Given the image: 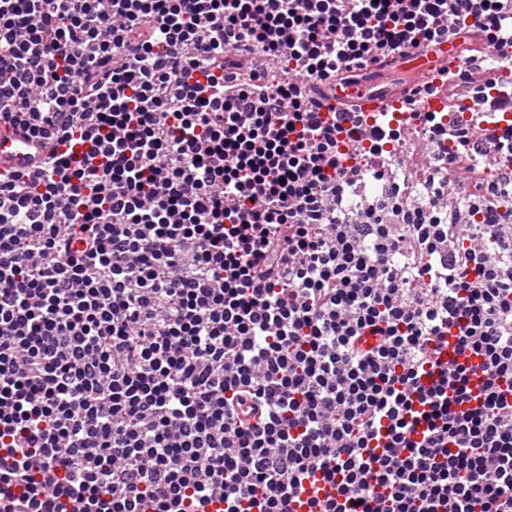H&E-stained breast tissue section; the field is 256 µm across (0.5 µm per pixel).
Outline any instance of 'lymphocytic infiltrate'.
<instances>
[{
    "label": "lymphocytic infiltrate",
    "instance_id": "lymphocytic-infiltrate-1",
    "mask_svg": "<svg viewBox=\"0 0 512 512\" xmlns=\"http://www.w3.org/2000/svg\"><path fill=\"white\" fill-rule=\"evenodd\" d=\"M477 31L512 0H0L50 145L0 172V512H512V96L316 97Z\"/></svg>",
    "mask_w": 512,
    "mask_h": 512
}]
</instances>
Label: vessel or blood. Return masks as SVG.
<instances>
[{"label":"vessel or blood","mask_w":512,"mask_h":512,"mask_svg":"<svg viewBox=\"0 0 512 512\" xmlns=\"http://www.w3.org/2000/svg\"><path fill=\"white\" fill-rule=\"evenodd\" d=\"M466 59L457 43L444 40L425 53L406 52L397 63L377 68L349 82L322 87V102L338 107L346 102L360 106L362 112L378 113L398 105L402 96L433 75L465 67ZM47 153L43 139L10 126H0V169L16 167L34 170Z\"/></svg>","instance_id":"1"}]
</instances>
